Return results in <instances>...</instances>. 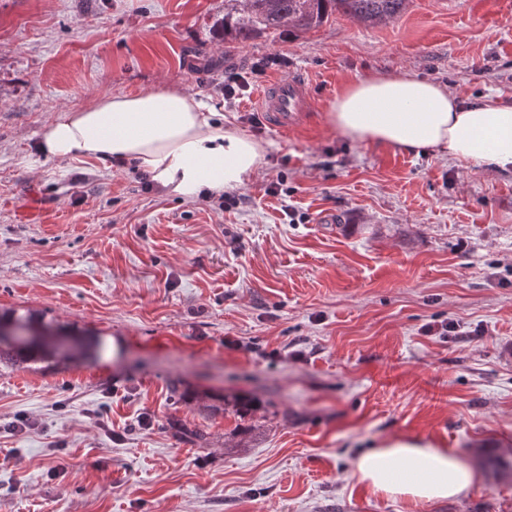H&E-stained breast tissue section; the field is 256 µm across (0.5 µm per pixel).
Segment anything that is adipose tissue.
Instances as JSON below:
<instances>
[{"mask_svg":"<svg viewBox=\"0 0 512 512\" xmlns=\"http://www.w3.org/2000/svg\"><path fill=\"white\" fill-rule=\"evenodd\" d=\"M327 122L354 142L512 171V104H466L445 86L402 72L348 84L331 101ZM265 152L262 143L225 129L196 92L163 85L60 112L37 145L38 155L61 162L135 166L186 198L239 187ZM353 475L372 494L415 506L456 497L479 479L449 449L394 437L362 452Z\"/></svg>","mask_w":512,"mask_h":512,"instance_id":"1","label":"adipose tissue"}]
</instances>
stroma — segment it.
<instances>
[{"mask_svg":"<svg viewBox=\"0 0 512 512\" xmlns=\"http://www.w3.org/2000/svg\"><path fill=\"white\" fill-rule=\"evenodd\" d=\"M297 72L314 110L272 129L254 97ZM397 72L512 104V0H408L235 47L224 0H0V313L83 344L0 368V512H512V472L483 464L512 459V173L327 126L347 83ZM154 84L265 145L235 205L38 157L64 108ZM387 436L480 481L375 496L352 471ZM262 73V69L255 68L251 75L233 74L224 80V98L226 100L234 99L245 92L250 87V82L254 81V77H257Z\"/></svg>","mask_w":512,"mask_h":512,"instance_id":"stroma-1","label":"stroma"}]
</instances>
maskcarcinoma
Masks as SVG:
<instances>
[{"mask_svg":"<svg viewBox=\"0 0 512 512\" xmlns=\"http://www.w3.org/2000/svg\"><path fill=\"white\" fill-rule=\"evenodd\" d=\"M235 16L224 26V35L244 43L255 36L288 27L299 37L321 25L336 12L368 25L397 17L408 0H233ZM53 355L35 352L15 344H0V364L22 367L30 362L49 360Z\"/></svg>","mask_w":512,"mask_h":512,"instance_id":"cac0c4a2","label":"carcinoma"}]
</instances>
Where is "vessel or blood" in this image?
Wrapping results in <instances>:
<instances>
[{"instance_id": "vessel-or-blood-1", "label": "vessel or blood", "mask_w": 512, "mask_h": 512, "mask_svg": "<svg viewBox=\"0 0 512 512\" xmlns=\"http://www.w3.org/2000/svg\"><path fill=\"white\" fill-rule=\"evenodd\" d=\"M259 112L274 129L297 126L313 107V95L304 76L294 75L264 86L256 97Z\"/></svg>"}]
</instances>
